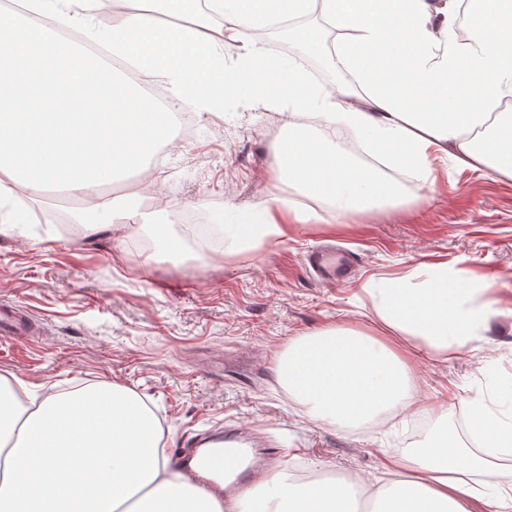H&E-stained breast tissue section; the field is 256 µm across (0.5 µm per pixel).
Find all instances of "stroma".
I'll return each instance as SVG.
<instances>
[{"mask_svg":"<svg viewBox=\"0 0 512 512\" xmlns=\"http://www.w3.org/2000/svg\"><path fill=\"white\" fill-rule=\"evenodd\" d=\"M192 126L191 137L158 154L149 201L176 237L179 215L193 207L211 215L225 201L245 206L273 191L270 160L284 135L278 113L229 98ZM407 177L406 205L327 224L288 218L285 237L258 253L187 243L152 257L137 247L153 235L139 224L90 238L43 222L0 234V302L26 307L40 330L33 342L0 339V374L19 375L41 395L90 382L127 387L158 417L169 450L217 424L259 431L280 450L283 476L374 475L380 449L409 451L442 429L468 440L470 401L492 399L512 379V178L439 158ZM329 240L355 253L354 287L309 273L306 254ZM440 265L451 285L476 289L491 316L456 358L416 356L428 414L329 425L295 411L276 374L290 340L361 324L370 289L392 280L426 287Z\"/></svg>","mask_w":512,"mask_h":512,"instance_id":"35a3bbf8","label":"stroma"}]
</instances>
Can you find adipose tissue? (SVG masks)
Masks as SVG:
<instances>
[{"label":"adipose tissue","mask_w":512,"mask_h":512,"mask_svg":"<svg viewBox=\"0 0 512 512\" xmlns=\"http://www.w3.org/2000/svg\"><path fill=\"white\" fill-rule=\"evenodd\" d=\"M0 29V222L27 224L49 190L88 199L76 214L88 232L151 224L161 249L177 253L156 211L143 203L153 162L172 143L181 112H213L225 97L283 115L286 136L270 165L296 195L351 213L397 194L377 169L342 147L345 130L393 168L419 171L432 153L458 166L512 177V0H135L101 25V0H10ZM467 13L470 42L456 28ZM288 31L312 56L349 74L340 84L310 78L294 61L248 35ZM336 30L325 46V29ZM164 80L159 103L116 61ZM122 195L106 198L103 186ZM305 210L273 192L218 220L232 244L260 247L283 236V213ZM449 287L448 270L426 288L380 289L369 331L336 327L291 341L278 376L316 422H360L392 410L420 412L413 373L397 340L449 360L478 340L485 308ZM473 447L448 431L408 453L386 450L390 479L378 512H512V483H489L491 460L512 457V418L482 401L469 407ZM163 428L127 388L93 383L67 395L32 396L0 375V512H224L169 467ZM350 481L276 478L272 491L244 494L238 512H354Z\"/></svg>","instance_id":"ef3b65f1"}]
</instances>
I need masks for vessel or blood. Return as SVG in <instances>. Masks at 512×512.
Listing matches in <instances>:
<instances>
[{
  "instance_id": "vessel-or-blood-1",
  "label": "vessel or blood",
  "mask_w": 512,
  "mask_h": 512,
  "mask_svg": "<svg viewBox=\"0 0 512 512\" xmlns=\"http://www.w3.org/2000/svg\"><path fill=\"white\" fill-rule=\"evenodd\" d=\"M308 264L319 279L331 284L349 283L356 271L350 254L338 259L314 252ZM36 329L37 323L28 312L0 304V337L32 339ZM172 461L187 482L222 498L230 508L251 485L268 482L279 457L277 451L257 447L254 438L240 427L230 426L175 449Z\"/></svg>"
}]
</instances>
